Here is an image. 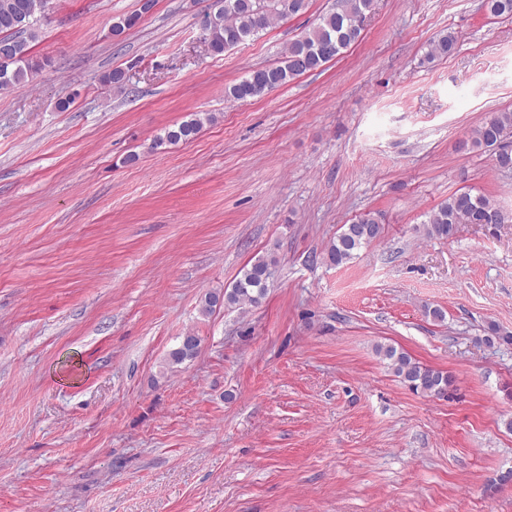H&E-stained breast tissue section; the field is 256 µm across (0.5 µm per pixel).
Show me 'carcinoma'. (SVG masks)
I'll use <instances>...</instances> for the list:
<instances>
[{
    "instance_id": "carcinoma-1",
    "label": "carcinoma",
    "mask_w": 512,
    "mask_h": 512,
    "mask_svg": "<svg viewBox=\"0 0 512 512\" xmlns=\"http://www.w3.org/2000/svg\"><path fill=\"white\" fill-rule=\"evenodd\" d=\"M221 9L217 21L206 31L205 42L211 52L222 54L227 49L247 43L264 30L270 21L284 13L297 14L307 6V0H219ZM155 5V0H141L140 12L122 17L112 24L111 35L118 37L132 28L140 17ZM371 0H336V6L323 15L311 29L288 43L283 59L276 66L252 70L239 82L225 90V97L245 101L264 96L285 86L307 72L317 70L339 56L361 37L366 11ZM48 0H0V43H12L8 56L0 55V89L26 83L43 68L44 63L33 58L31 45L40 37L37 23L47 9ZM486 11L492 16H512V0H484ZM457 51V38L452 32L438 35L433 41L427 60L448 58ZM214 120L211 114L194 117L165 130L155 144H176L200 133L205 124ZM512 112H493L475 127L464 147L490 152L499 168L512 170ZM502 214L495 202L486 195L469 191L456 192L435 209L428 218L425 232L430 237L449 239L459 224H500ZM378 215L368 212L351 224L343 226L336 238L328 243L325 255L332 265H343L357 255V251L373 242L379 233ZM275 260L259 258L241 269V276L224 292H209L201 299L200 313L211 314L216 308L255 306L267 291ZM194 335L179 340L167 355L168 365H180L193 359L200 343H189ZM378 353L390 361L395 375L412 390L426 394L444 395L451 386L446 372L425 367L404 352L393 347H380Z\"/></svg>"
}]
</instances>
